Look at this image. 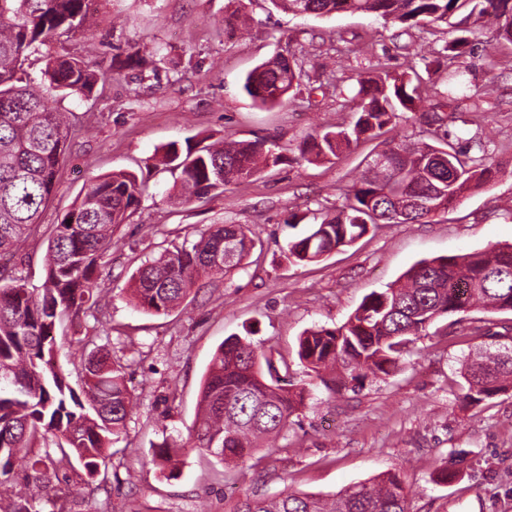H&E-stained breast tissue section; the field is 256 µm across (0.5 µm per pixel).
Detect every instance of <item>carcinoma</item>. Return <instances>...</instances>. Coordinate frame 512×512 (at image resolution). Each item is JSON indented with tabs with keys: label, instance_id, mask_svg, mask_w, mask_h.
Wrapping results in <instances>:
<instances>
[{
	"label": "carcinoma",
	"instance_id": "1",
	"mask_svg": "<svg viewBox=\"0 0 512 512\" xmlns=\"http://www.w3.org/2000/svg\"><path fill=\"white\" fill-rule=\"evenodd\" d=\"M89 0H0V259L14 258L21 245L41 233V215L53 193L57 172L66 162L71 126L47 108L45 98L18 84L16 72L28 55L45 53L44 76L65 97L89 100L104 76L92 60L53 55L57 37L84 28ZM293 15L339 13L377 15L413 28L452 24L455 37L433 58L422 57L424 72L392 74L379 67L376 77L359 81L349 97L355 122L335 130L310 133L296 146L297 160L330 162L358 144L395 127L420 98L419 88L448 58L473 51L470 19L490 18L501 39L512 43V0H271ZM301 68L295 55L277 54L244 78L242 88L265 107L281 105L300 89ZM441 95L422 113L433 128L434 143L400 142L383 150L384 164L370 163L333 213H325L304 236L288 242V257L318 262L350 247L376 224H407L430 218L441 205H452L469 188L484 184L496 171L482 143L470 154L463 137L471 124L448 131V102ZM260 140H224L222 146L169 145L163 164L180 171L179 196L207 197L246 181L261 166H276L286 156L264 148ZM143 192L138 177L114 172L91 181L74 206L49 230L45 279L29 288L20 278L0 285V487L13 479L19 453L36 437L57 440L62 457L79 463L90 478L107 479L112 445L126 432L134 396L124 367L108 350L91 352L84 362L85 388L77 394L61 372L49 369L57 347L54 330L63 316L98 307L93 277L98 259L112 248V232L137 209ZM254 247L240 224H213L195 242L144 262L132 275V295L143 309L167 314L202 277L221 278L239 268ZM512 245L493 246L466 255L441 256L414 265L402 281L367 295L339 327H320L298 339L297 356L321 376L341 367L357 381L366 370L388 374L409 344L438 319L482 306L512 313ZM462 398L479 405L512 390V345L487 349L461 364ZM305 389L282 378L274 363L240 336L224 339L215 351L203 382L196 425L188 442L229 464L265 457L262 441L293 424L304 405ZM186 442V443H188ZM186 443L165 440L153 455L169 466ZM28 477L51 493L65 494L56 471L45 459L29 461ZM407 491L396 473L354 485L329 498L295 491L276 496H247L234 512H406Z\"/></svg>",
	"mask_w": 512,
	"mask_h": 512
}]
</instances>
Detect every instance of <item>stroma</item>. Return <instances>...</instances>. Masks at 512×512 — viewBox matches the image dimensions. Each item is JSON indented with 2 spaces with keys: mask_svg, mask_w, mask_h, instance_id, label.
<instances>
[{
  "mask_svg": "<svg viewBox=\"0 0 512 512\" xmlns=\"http://www.w3.org/2000/svg\"><path fill=\"white\" fill-rule=\"evenodd\" d=\"M251 17L248 31L230 29L233 9ZM480 44L465 60L451 59L422 88L427 110L463 71L464 108L475 110L469 136L481 139L499 165L495 176L465 191L426 224H381L353 246L316 263H295L289 239L305 234L320 213L338 208L368 162L395 140L428 141L417 113H405L383 138L360 142L331 163L283 162L223 193L181 203L170 192L177 173L160 162L164 149L185 140L206 146L231 136L264 140L280 149L314 129L349 125L348 98L359 79L374 76L378 60L392 73L420 68L452 33L447 24L396 25L371 15L296 17L270 0H93L84 29L60 38V55H91L107 72L91 100L49 97L73 126L69 160L61 168L41 216L53 224L77 200L85 183L117 170L145 183L128 224L96 271L100 307L57 324L55 362L81 389L85 334L125 366L136 406L124 438L112 450L107 480L67 470L69 493L51 505L25 480L17 459L13 500L35 512H232L248 494L286 490L331 496L388 471L408 488V512H512V394L478 406L462 399L461 362L494 344V332L512 326L510 313L465 314L483 321L486 336L444 335L436 321L417 338L397 368L354 382L345 371L325 387L297 356L307 330L343 324L373 291L395 283L423 259L462 255L512 243V44L483 20ZM291 50L312 95L268 108L242 90L245 74ZM134 56V68L120 61ZM300 224H291L292 215ZM212 224L244 225L254 247L242 267L193 289L168 314L136 307L131 277L146 260L196 241ZM47 240L29 239L8 267L28 286L44 280ZM250 336L287 378L310 392L296 424L273 440L261 462L225 465L186 448L184 465L169 475L152 452L163 438H187L196 418L204 374L230 335Z\"/></svg>",
  "mask_w": 512,
  "mask_h": 512,
  "instance_id": "1",
  "label": "stroma"
}]
</instances>
